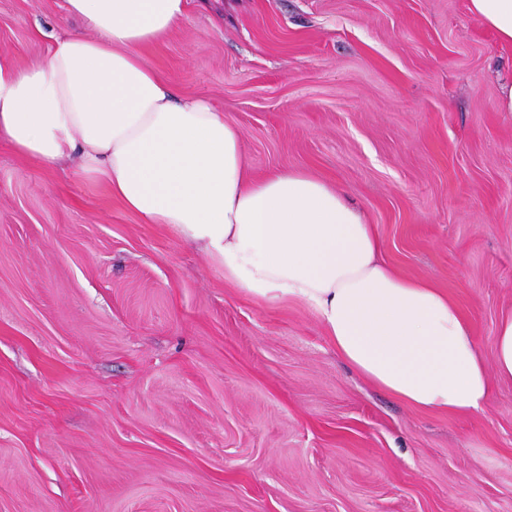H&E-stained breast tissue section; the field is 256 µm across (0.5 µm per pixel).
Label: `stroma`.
Instances as JSON below:
<instances>
[{
    "label": "stroma",
    "instance_id": "35a3bbf8",
    "mask_svg": "<svg viewBox=\"0 0 512 512\" xmlns=\"http://www.w3.org/2000/svg\"><path fill=\"white\" fill-rule=\"evenodd\" d=\"M0 0V62L79 32ZM220 108L251 175L298 168L431 281L486 364L512 312V47L468 0H189L145 52ZM0 512H512V382L422 411L73 163L0 142Z\"/></svg>",
    "mask_w": 512,
    "mask_h": 512
}]
</instances>
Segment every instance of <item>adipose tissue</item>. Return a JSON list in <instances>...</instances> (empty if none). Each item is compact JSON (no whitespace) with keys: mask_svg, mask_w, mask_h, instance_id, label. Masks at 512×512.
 Returning a JSON list of instances; mask_svg holds the SVG:
<instances>
[{"mask_svg":"<svg viewBox=\"0 0 512 512\" xmlns=\"http://www.w3.org/2000/svg\"><path fill=\"white\" fill-rule=\"evenodd\" d=\"M188 0H65L83 32L45 60L0 64V141L47 164L75 161L145 224L197 244L226 283L298 304L361 377L419 409L482 411L490 379L512 380V313L487 369L469 321L425 279L381 258L373 225L301 169L245 171L242 135L204 98L178 97L142 51L182 22ZM512 45V0H468Z\"/></svg>","mask_w":512,"mask_h":512,"instance_id":"ef3b65f1","label":"adipose tissue"}]
</instances>
